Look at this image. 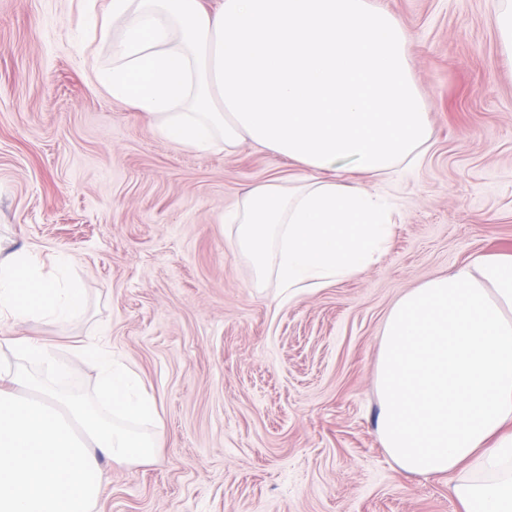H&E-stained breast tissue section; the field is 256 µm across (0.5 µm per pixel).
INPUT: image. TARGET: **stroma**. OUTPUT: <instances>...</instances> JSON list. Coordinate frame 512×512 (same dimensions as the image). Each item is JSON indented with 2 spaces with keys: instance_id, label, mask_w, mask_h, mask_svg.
I'll return each mask as SVG.
<instances>
[{
  "instance_id": "obj_1",
  "label": "stroma",
  "mask_w": 512,
  "mask_h": 512,
  "mask_svg": "<svg viewBox=\"0 0 512 512\" xmlns=\"http://www.w3.org/2000/svg\"><path fill=\"white\" fill-rule=\"evenodd\" d=\"M411 34L434 129L369 191L397 224L380 259L292 301L231 241L225 211L299 175L244 144L198 153L90 83L79 0H0V235L74 260L82 315L23 332L69 359L105 335L165 423L153 459L102 463L96 512H462L452 475L405 473L377 432L387 315L407 291L512 254V65L491 0H375Z\"/></svg>"
}]
</instances>
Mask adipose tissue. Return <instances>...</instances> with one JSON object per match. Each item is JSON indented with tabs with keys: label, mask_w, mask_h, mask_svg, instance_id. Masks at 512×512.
Masks as SVG:
<instances>
[{
	"label": "adipose tissue",
	"mask_w": 512,
	"mask_h": 512,
	"mask_svg": "<svg viewBox=\"0 0 512 512\" xmlns=\"http://www.w3.org/2000/svg\"><path fill=\"white\" fill-rule=\"evenodd\" d=\"M112 63L89 79L141 112L156 133L205 153L250 142L304 178L255 184L225 213L259 273L285 299L377 262L396 225L365 180L420 161L432 139L412 76L410 34L373 0H84ZM43 272L37 254L0 260V328L55 326L85 309L69 254ZM38 367L39 385L0 371V512H94L100 463L152 458L163 433L152 400L107 342L57 359L48 344L0 335ZM98 370V403L61 406L75 364ZM37 395L19 397L18 389ZM377 430L406 473L453 475L464 512H512V256L480 257L404 294L390 310L376 367ZM149 420L151 432L134 425Z\"/></svg>",
	"instance_id": "obj_1"
}]
</instances>
